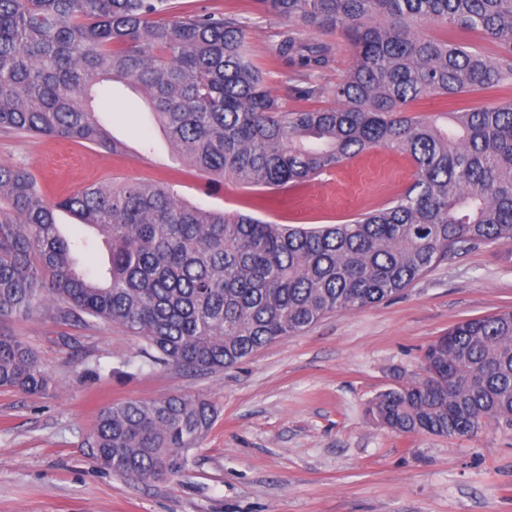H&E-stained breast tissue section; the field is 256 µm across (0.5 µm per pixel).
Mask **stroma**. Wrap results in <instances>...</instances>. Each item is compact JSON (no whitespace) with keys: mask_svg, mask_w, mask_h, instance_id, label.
Instances as JSON below:
<instances>
[{"mask_svg":"<svg viewBox=\"0 0 512 512\" xmlns=\"http://www.w3.org/2000/svg\"><path fill=\"white\" fill-rule=\"evenodd\" d=\"M178 13L245 21L249 58L292 111L332 107L298 94L271 44L282 21L260 0H175ZM512 96L491 87L427 96L418 115ZM96 109L117 153L0 131V164L26 168L50 199L90 185L164 183L201 208L305 228L341 224L382 207L412 182L411 161L383 147L294 187L208 184L122 82L96 88ZM512 309V251L482 245L451 255L399 297L336 312L300 334L208 374L144 368L118 376L137 337L53 311L0 319L51 378L37 395L0 389V512H512V431L469 439L398 435L366 408L380 392L421 373L426 347L469 318ZM169 394L203 397L219 416L185 468L156 480L103 469L88 441L103 407Z\"/></svg>","mask_w":512,"mask_h":512,"instance_id":"35a3bbf8","label":"stroma"}]
</instances>
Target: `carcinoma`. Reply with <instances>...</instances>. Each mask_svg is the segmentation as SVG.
<instances>
[{"instance_id": "cac0c4a2", "label": "carcinoma", "mask_w": 512, "mask_h": 512, "mask_svg": "<svg viewBox=\"0 0 512 512\" xmlns=\"http://www.w3.org/2000/svg\"><path fill=\"white\" fill-rule=\"evenodd\" d=\"M288 23L272 50L306 80L333 48L302 28L342 30L349 74L333 108L291 111L248 60L244 22L174 14L172 0H0V128L112 150L93 87L139 90L177 152L203 176L280 188L382 146L406 154L411 186L342 224L305 229L180 201L127 182L48 201L33 174L0 164V318L57 307L140 340L123 363L213 372L326 315L400 295L452 253L512 247V99L442 116L411 115L424 96L512 86V0H261ZM478 32L487 52L448 36ZM72 214L101 240L106 268L79 269L89 241L62 235ZM423 373L373 398L368 414L398 434L512 431V310L460 322L425 350ZM50 377L20 339L0 333V388L45 391ZM218 411L171 394L104 408L91 448L120 476L183 470Z\"/></svg>"}]
</instances>
